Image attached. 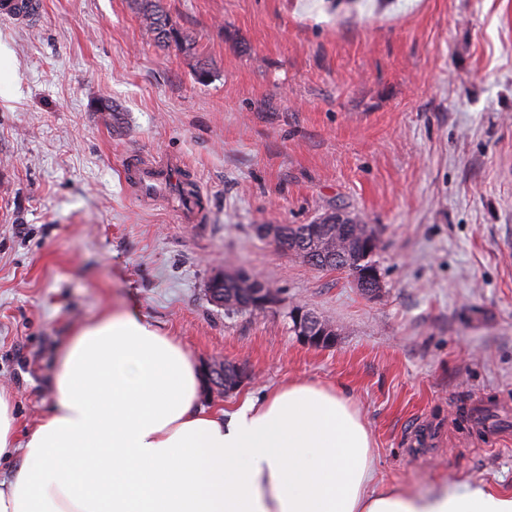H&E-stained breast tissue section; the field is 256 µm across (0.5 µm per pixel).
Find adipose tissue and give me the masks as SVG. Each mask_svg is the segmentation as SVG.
Returning <instances> with one entry per match:
<instances>
[{"label": "adipose tissue", "mask_w": 512, "mask_h": 512, "mask_svg": "<svg viewBox=\"0 0 512 512\" xmlns=\"http://www.w3.org/2000/svg\"><path fill=\"white\" fill-rule=\"evenodd\" d=\"M49 411L19 435L0 388V512H512V495L373 486L372 439L336 389L292 382L201 403L193 357L124 311L60 349Z\"/></svg>", "instance_id": "adipose-tissue-1"}]
</instances>
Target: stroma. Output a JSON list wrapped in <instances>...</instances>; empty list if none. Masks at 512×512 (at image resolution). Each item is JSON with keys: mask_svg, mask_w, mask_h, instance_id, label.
<instances>
[{"mask_svg": "<svg viewBox=\"0 0 512 512\" xmlns=\"http://www.w3.org/2000/svg\"><path fill=\"white\" fill-rule=\"evenodd\" d=\"M162 5L193 53L156 47L137 0L0 19V385L20 432L49 409L73 327L133 308L197 363L251 373L208 406L330 386L370 433L381 485L512 495V0ZM162 152L206 222L123 182L127 156ZM331 211L375 230L379 294L257 233ZM239 268L279 304H212L213 273ZM296 305L335 326L332 347L300 340ZM475 409L494 411L488 432ZM419 420L443 434L421 458L406 445Z\"/></svg>", "mask_w": 512, "mask_h": 512, "instance_id": "1", "label": "stroma"}]
</instances>
